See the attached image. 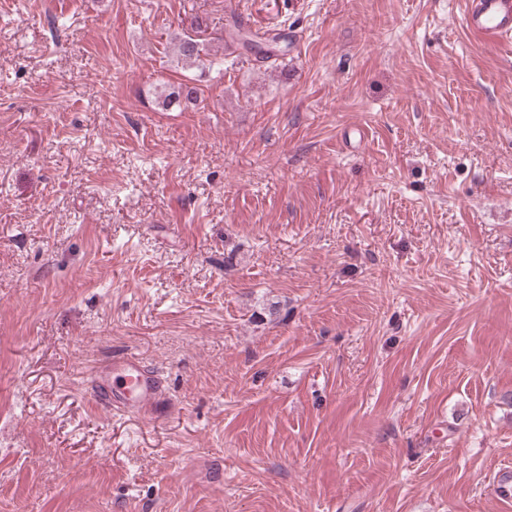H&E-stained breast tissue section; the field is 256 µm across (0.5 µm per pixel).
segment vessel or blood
Segmentation results:
<instances>
[{
	"instance_id": "b4317fda",
	"label": "vessel or blood",
	"mask_w": 512,
	"mask_h": 512,
	"mask_svg": "<svg viewBox=\"0 0 512 512\" xmlns=\"http://www.w3.org/2000/svg\"><path fill=\"white\" fill-rule=\"evenodd\" d=\"M463 20L475 34L493 39L512 37V0H463ZM95 397L116 413H128L159 400V374L139 356L126 352L100 363L94 371Z\"/></svg>"
}]
</instances>
